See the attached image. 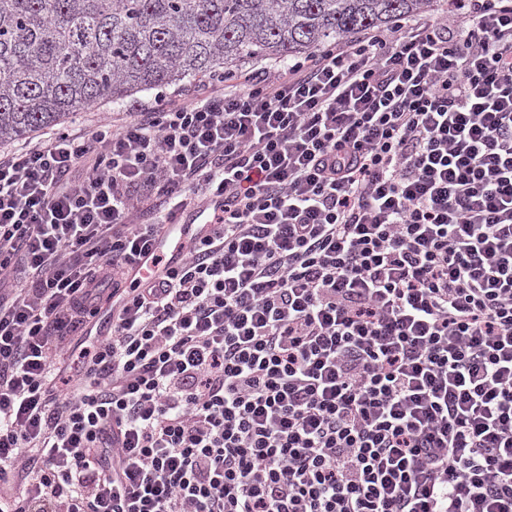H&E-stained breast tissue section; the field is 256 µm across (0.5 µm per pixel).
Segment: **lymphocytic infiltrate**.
Masks as SVG:
<instances>
[{
  "instance_id": "f902f5d3",
  "label": "lymphocytic infiltrate",
  "mask_w": 512,
  "mask_h": 512,
  "mask_svg": "<svg viewBox=\"0 0 512 512\" xmlns=\"http://www.w3.org/2000/svg\"><path fill=\"white\" fill-rule=\"evenodd\" d=\"M453 15L0 152V512H512V0ZM175 222L178 225H181L183 229L185 230V234L183 236L182 241L179 243L174 242L173 240H170L167 235L163 234L158 239L162 242V244H169L173 246L174 251L177 254H183L185 253V250H181L179 252V248L181 247V244L184 243L189 238L195 240V241H201L202 239L208 237L211 233L212 224L207 223V221L203 217H198L197 214L192 215H184L181 213H177L175 217Z\"/></svg>"
}]
</instances>
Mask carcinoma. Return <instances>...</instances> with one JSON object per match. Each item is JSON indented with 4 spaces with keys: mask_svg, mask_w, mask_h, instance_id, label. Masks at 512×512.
Wrapping results in <instances>:
<instances>
[{
    "mask_svg": "<svg viewBox=\"0 0 512 512\" xmlns=\"http://www.w3.org/2000/svg\"><path fill=\"white\" fill-rule=\"evenodd\" d=\"M441 0H0V143L246 61L304 59Z\"/></svg>",
    "mask_w": 512,
    "mask_h": 512,
    "instance_id": "1",
    "label": "carcinoma"
}]
</instances>
